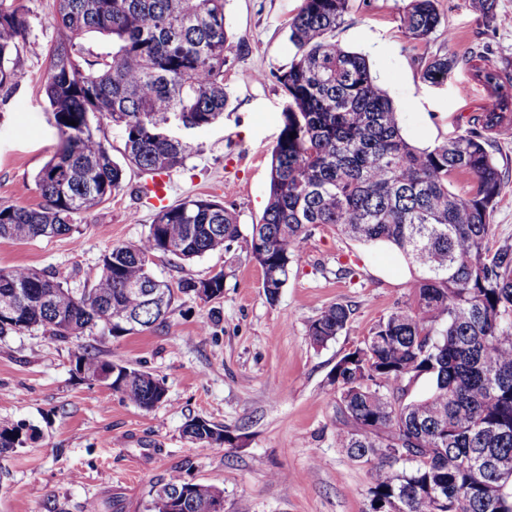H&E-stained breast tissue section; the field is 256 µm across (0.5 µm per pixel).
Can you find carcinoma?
Listing matches in <instances>:
<instances>
[{"label":"carcinoma","instance_id":"obj_1","mask_svg":"<svg viewBox=\"0 0 512 512\" xmlns=\"http://www.w3.org/2000/svg\"><path fill=\"white\" fill-rule=\"evenodd\" d=\"M351 0H302L288 23L295 48L288 67L272 74L288 94L283 128L271 150L269 197L261 220L243 235L236 213L220 200L190 197L158 208L147 234L102 255L91 287L78 293L51 273L0 269V295L29 290L0 337L40 328L60 342L80 336L119 337L164 325L175 292L198 295L208 285L224 295L220 269L174 287L151 271V257L190 262L244 241L262 270L268 301L288 283L299 244L330 224L367 245L398 250L413 274V299L398 305L345 354L331 373L336 385V443L358 462L377 459L372 512L395 502L404 512H512V479L482 459L512 456V245L492 243L490 220L504 182L492 135L512 128V76L482 60H466L492 90L497 110L481 112L446 140L425 149L402 134L393 101L376 84L365 56L335 40ZM226 0H53L57 40L45 53L43 92L61 146L36 175L42 203L0 202V239L67 235L78 217L121 190L125 171L155 175L183 164L185 147L141 127L160 129L178 113L188 129L224 112V65L231 41ZM400 28L426 42L441 24L436 0H408ZM16 0H0V87L25 40ZM97 33L112 54L90 57L77 39ZM460 64L453 54L424 59L423 81L443 84ZM125 132L122 161L91 131V119ZM76 125H71V122ZM465 174L467 190L450 178ZM161 283L164 308L149 293ZM351 309L326 306L307 335L323 346L346 328ZM112 366L94 349L76 357L88 378ZM430 391L411 398L413 383ZM144 410L166 399L152 373L122 365L107 382ZM184 435L221 447L233 435L202 418ZM33 438L17 423L0 427V454ZM187 497L181 512H210L222 491L172 474L161 483Z\"/></svg>","mask_w":512,"mask_h":512}]
</instances>
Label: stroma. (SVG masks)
<instances>
[{
	"instance_id": "1",
	"label": "stroma",
	"mask_w": 512,
	"mask_h": 512,
	"mask_svg": "<svg viewBox=\"0 0 512 512\" xmlns=\"http://www.w3.org/2000/svg\"><path fill=\"white\" fill-rule=\"evenodd\" d=\"M28 27L14 60L18 77L0 87V202L41 203L36 175L56 153L60 134L42 93L45 50L55 40L52 0H19ZM301 0H227L232 48L224 68L228 105L198 129H175L186 146L168 171L170 203L216 197L250 231L266 207L270 151L283 127L288 96L271 78L294 48L288 21ZM403 0H352L335 39L367 56L392 99L406 138L433 146L481 112L489 91L466 58L484 55L512 73V0H495L493 19L470 0H438L440 27L428 42L400 28ZM453 53L462 63L448 81L421 78L423 57ZM505 184L491 217L493 240L512 244V134L491 146ZM146 176L126 172L123 188L83 214L69 235L0 239V268L55 273L82 289L102 255L137 242L156 213L137 188ZM230 267L222 298L204 304L178 295L164 326L97 347L104 360L148 371L167 388L166 402L143 410L104 384L84 379L75 357L87 338L67 342L31 330L0 338V425L25 423L36 433L0 455V512H149L150 490L178 472L224 492V512H370L372 466L336 445V362L359 346L396 305L411 301L412 276L385 245H365L334 226L314 227L298 248L276 302L262 288L260 266L239 244L181 262L159 254L151 266L170 283ZM355 269L339 278V267ZM352 311L346 329L317 347L309 322L331 303ZM204 418L238 436L234 447L209 448L184 438L188 419ZM287 480L275 479V472Z\"/></svg>"
}]
</instances>
